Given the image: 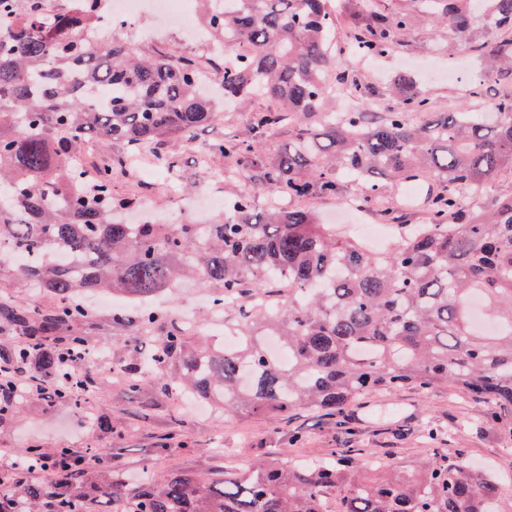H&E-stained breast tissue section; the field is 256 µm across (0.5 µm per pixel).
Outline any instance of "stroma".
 <instances>
[{
	"instance_id": "1",
	"label": "stroma",
	"mask_w": 512,
	"mask_h": 512,
	"mask_svg": "<svg viewBox=\"0 0 512 512\" xmlns=\"http://www.w3.org/2000/svg\"><path fill=\"white\" fill-rule=\"evenodd\" d=\"M376 4L386 12L413 16L415 22L397 37L387 54L356 59L355 68L365 84L383 89L408 78L435 109L477 112L488 111L492 98L512 86L504 81L489 84L482 94L473 92L482 43L510 40L512 30H490L477 19L470 35L462 39L421 20L420 0H376ZM154 23L153 16L143 15L127 35V42L141 52L203 57V50L183 35H170L158 43L144 41ZM269 108L261 98L224 108L219 121L197 131L193 151L181 140L169 141L167 151L179 159L181 184L177 187L169 185L164 171L143 158H130L126 145L119 141H91L88 163H108L113 193L139 204L152 202L157 218L168 224L186 206L202 203L207 197L232 198L233 189L224 182L199 186L200 172L204 166L223 163L212 153L213 144L231 136H248L253 113ZM414 189V197L406 199L401 190L386 185L379 188V196L394 203L401 223L423 224L428 219L435 189L423 179L415 182ZM298 204L311 210L320 223L335 225L342 235L358 224L381 225L377 249L392 248L399 238L396 226L384 223L378 208L367 207L340 218L334 199L308 196ZM207 295V287L197 276L186 277L175 292L157 295L162 317L148 329L141 326L137 307L124 294H115L107 308L99 306L95 295L81 298L87 316L65 333L88 337L90 345L106 351L111 361H86L84 368L94 380L95 390L80 406L53 404L33 396L1 420L0 470L34 446L88 448L102 464L139 484L150 473L163 476L190 471L207 477L226 469L245 471L260 461L306 464L327 457L335 448H357L361 451L355 462L358 473L376 481L384 477V465L411 472L429 448L435 447L440 454L468 459L476 468L492 472L503 486H512V440L501 434L499 423L487 417L471 395L446 385L427 392L404 386L367 393L340 416L302 409L277 420L262 412L225 417L213 403L187 399L178 390L152 381L138 393L127 392L123 377L112 373L111 363L130 362L132 347L149 350L168 330L183 325L182 308L188 302L198 307L196 335H210ZM0 300L22 310L49 311L55 306L50 294L9 276L0 278ZM103 418L111 421V429L99 428Z\"/></svg>"
}]
</instances>
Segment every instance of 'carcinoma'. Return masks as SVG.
Returning <instances> with one entry per match:
<instances>
[{
	"label": "carcinoma",
	"instance_id": "1",
	"mask_svg": "<svg viewBox=\"0 0 512 512\" xmlns=\"http://www.w3.org/2000/svg\"><path fill=\"white\" fill-rule=\"evenodd\" d=\"M487 24L512 29V0H423L427 17L468 36L473 2ZM0 0V271L21 275L57 300L49 313L0 305L20 344L4 358H40L38 373H60L55 337L83 318L75 298L116 290L141 301L177 287L185 271L213 288L239 340L217 348L181 330L136 366L116 367L129 390L143 377L164 388L224 402V412L286 417L302 406L329 414L358 396L447 383L488 405L512 409V195L488 198L490 182L512 167V94L482 113L434 112L408 79L395 84L400 105L369 112H324L327 71L345 63L343 85L367 103L377 91L352 68L354 55L389 51L410 18L368 8L348 42L336 46L331 0H235L207 14L212 40L250 46L239 56L201 62L145 55L107 32L82 30L104 0ZM483 83L512 65V40L482 47ZM218 79L224 104L261 96L277 105L256 112L250 135L214 145L237 190L220 220L199 224H120L112 220L108 170L88 181L79 164L92 137L125 142L169 174L178 162L161 151L190 139L218 117L202 87ZM410 112L425 121L412 124ZM293 138L266 159L260 142L283 122ZM426 174L439 191L426 224H402L385 253L356 236L336 235L302 208L254 204L255 190L290 199L339 202L348 186L372 202L381 183ZM363 448H338L302 466L259 462L242 476L175 473L145 483L98 463L77 464L60 448L47 482L27 472L0 482V512H323L325 495L343 490L338 512H500V482L460 456H427L406 477L393 468L380 482L353 472Z\"/></svg>",
	"mask_w": 512,
	"mask_h": 512
}]
</instances>
